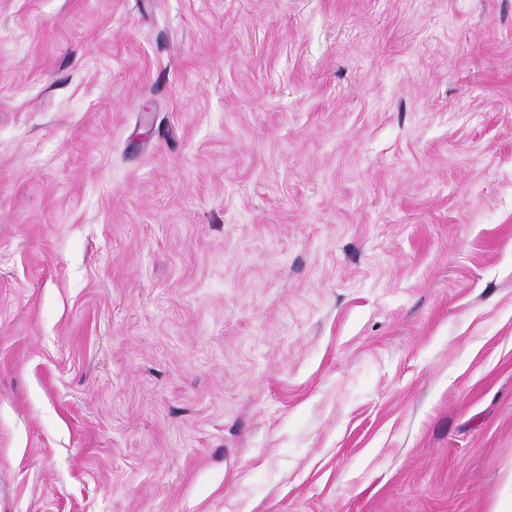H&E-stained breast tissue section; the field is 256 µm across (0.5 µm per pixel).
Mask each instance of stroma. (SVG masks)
I'll return each instance as SVG.
<instances>
[{
  "label": "stroma",
  "instance_id": "1",
  "mask_svg": "<svg viewBox=\"0 0 512 512\" xmlns=\"http://www.w3.org/2000/svg\"><path fill=\"white\" fill-rule=\"evenodd\" d=\"M512 504V0H0V512Z\"/></svg>",
  "mask_w": 512,
  "mask_h": 512
}]
</instances>
